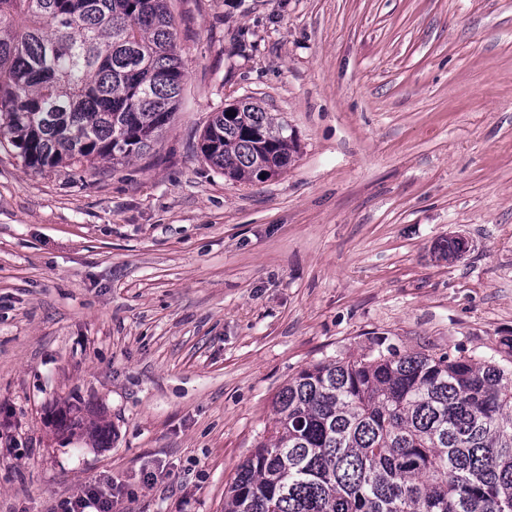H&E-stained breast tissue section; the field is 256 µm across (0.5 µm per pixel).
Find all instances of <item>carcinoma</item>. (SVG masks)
I'll return each mask as SVG.
<instances>
[{
	"instance_id": "carcinoma-1",
	"label": "carcinoma",
	"mask_w": 512,
	"mask_h": 512,
	"mask_svg": "<svg viewBox=\"0 0 512 512\" xmlns=\"http://www.w3.org/2000/svg\"><path fill=\"white\" fill-rule=\"evenodd\" d=\"M186 81L171 0H0V139L32 171L146 153ZM298 151L249 101L200 143L233 181ZM224 498V512H512V369L391 349L303 369Z\"/></svg>"
}]
</instances>
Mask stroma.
<instances>
[{
    "mask_svg": "<svg viewBox=\"0 0 512 512\" xmlns=\"http://www.w3.org/2000/svg\"><path fill=\"white\" fill-rule=\"evenodd\" d=\"M172 13L188 78L152 150L34 172L0 142V512L91 483L115 512H224L301 369L512 360V0ZM246 97L299 143L261 182L198 149Z\"/></svg>",
    "mask_w": 512,
    "mask_h": 512,
    "instance_id": "obj_1",
    "label": "stroma"
}]
</instances>
